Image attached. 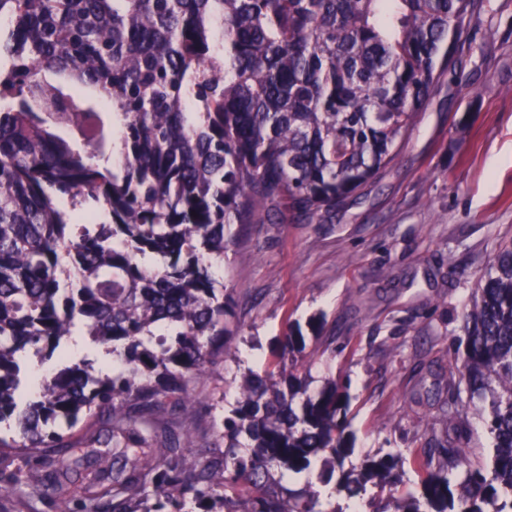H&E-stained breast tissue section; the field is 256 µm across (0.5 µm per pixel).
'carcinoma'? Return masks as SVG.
Listing matches in <instances>:
<instances>
[{
  "mask_svg": "<svg viewBox=\"0 0 512 512\" xmlns=\"http://www.w3.org/2000/svg\"><path fill=\"white\" fill-rule=\"evenodd\" d=\"M474 0H0V458L51 484L59 512H344L394 488L403 453L345 467L349 398L297 369L299 324L273 370L241 377L224 452L191 447L189 384L237 332L217 287L230 226L342 206L394 159ZM122 356L93 376L75 332ZM441 435L418 489L375 512H512V241L452 332ZM493 453L467 448L469 410ZM103 421L62 457L56 423Z\"/></svg>",
  "mask_w": 512,
  "mask_h": 512,
  "instance_id": "1",
  "label": "carcinoma"
}]
</instances>
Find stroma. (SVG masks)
I'll list each match as a JSON object with an SVG mask.
<instances>
[{"label": "stroma", "mask_w": 512, "mask_h": 512, "mask_svg": "<svg viewBox=\"0 0 512 512\" xmlns=\"http://www.w3.org/2000/svg\"><path fill=\"white\" fill-rule=\"evenodd\" d=\"M469 36L357 196L311 221L249 225L229 246L219 280L239 332L189 386L197 447L223 451L242 374L273 359L290 324L314 320L300 370L311 390L346 386L352 463L395 448L423 456L436 410L413 391L447 377L452 318L512 240V0H478ZM0 512H57L55 493L0 484Z\"/></svg>", "instance_id": "obj_1"}]
</instances>
